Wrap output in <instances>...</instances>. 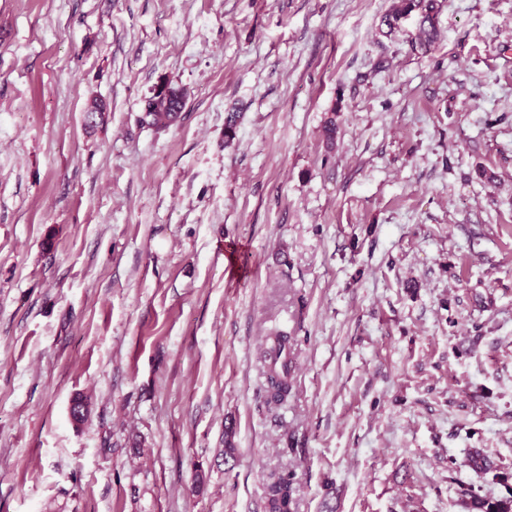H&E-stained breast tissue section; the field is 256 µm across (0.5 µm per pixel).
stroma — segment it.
<instances>
[{"instance_id": "stroma-1", "label": "stroma", "mask_w": 512, "mask_h": 512, "mask_svg": "<svg viewBox=\"0 0 512 512\" xmlns=\"http://www.w3.org/2000/svg\"><path fill=\"white\" fill-rule=\"evenodd\" d=\"M391 5L0 0V512L512 494V0ZM437 0H394L389 14L385 17V25L388 26L389 34L398 30L397 24L402 18L410 16L412 13L421 15L423 25L428 22L429 29L422 32L426 37L427 44L433 42L435 37V27L433 25V17L437 11ZM187 93L183 88L164 84L148 100L143 121L156 128L174 124L186 104ZM290 340L291 337L288 336V333H279L273 336L272 346L275 354L271 356L267 353L265 356L268 375L267 402H282L288 397L291 366L290 364H276V358L280 353L288 354ZM292 504V488L288 478L277 477L268 488V512H290Z\"/></svg>"}]
</instances>
